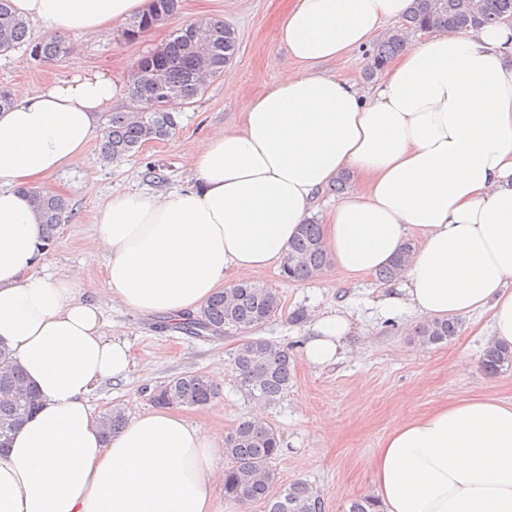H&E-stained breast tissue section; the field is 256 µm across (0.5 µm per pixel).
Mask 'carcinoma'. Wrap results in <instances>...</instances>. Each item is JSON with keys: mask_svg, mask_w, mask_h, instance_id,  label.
Masks as SVG:
<instances>
[{"mask_svg": "<svg viewBox=\"0 0 512 512\" xmlns=\"http://www.w3.org/2000/svg\"><path fill=\"white\" fill-rule=\"evenodd\" d=\"M180 0H151L147 13L129 20L128 28L137 38L144 37L158 23L174 16ZM512 16V0H484L476 9L474 0H414L412 12L400 30L406 33L462 29L500 22ZM37 48L40 62L60 61L71 52L63 34L29 39L28 22L13 12L10 0H0V53L22 46ZM403 48L402 38L389 35L380 42L370 70L387 64ZM237 51L232 28L221 20L207 24L199 40L188 29L176 28L161 48L141 55L136 64L141 75L131 80L134 95L142 102L138 112H113L107 115L99 144L101 159L118 163L139 152L142 146L164 139L177 127V113L171 104H189L201 95ZM160 72L165 83L156 85L149 74ZM42 222V247L52 244L55 231L65 219L66 202L52 194L34 198ZM410 249L390 265L375 273L380 282L393 280L406 263ZM331 265L322 238L321 225L312 220L300 226L281 265V276L298 282L321 276ZM280 298L263 284L242 281L214 295L197 315H189L179 328L194 336L206 332L224 336L240 335L241 342L231 353V365L240 390L250 399L265 405L279 404L293 383L294 358L288 349L270 340L252 335L279 312ZM458 333V324L431 321L414 330L422 348L446 343ZM512 365V348L489 345L482 355V368L495 375ZM218 394L217 384L201 373L186 374L169 380L155 390L152 399L158 406L203 407ZM36 410L35 394L24 380L19 364L0 345V452L9 447L11 434ZM126 423L124 411L114 407L102 417L104 432L121 429ZM282 452L275 428L254 417L240 420L224 440V498L236 504L263 502L266 512H325L319 493L305 482L276 487L275 461ZM345 512H380L379 501L363 495L349 501Z\"/></svg>", "mask_w": 512, "mask_h": 512, "instance_id": "carcinoma-1", "label": "carcinoma"}]
</instances>
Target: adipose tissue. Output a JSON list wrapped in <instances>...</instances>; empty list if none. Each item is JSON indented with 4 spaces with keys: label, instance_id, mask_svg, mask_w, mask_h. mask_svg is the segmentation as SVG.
I'll return each instance as SVG.
<instances>
[{
    "label": "adipose tissue",
    "instance_id": "1",
    "mask_svg": "<svg viewBox=\"0 0 512 512\" xmlns=\"http://www.w3.org/2000/svg\"><path fill=\"white\" fill-rule=\"evenodd\" d=\"M45 35L112 30L150 0H12ZM413 0H288L287 55L266 91L238 96V128L209 137L193 182L111 197L95 217L110 302L171 323L229 278L277 266L301 224L321 215L337 270L361 275L412 252L383 285V317L488 314L512 348V22L448 29L406 50L374 84L334 65L400 21ZM137 99L109 70L72 57L65 77L0 112V345L35 389L37 412L0 455V512H212L218 440L169 409L107 436L90 394L130 365L102 332L80 271L40 272L32 197L79 165L113 102ZM349 187L319 211L341 176ZM314 367L352 349L351 311L308 313ZM382 512H512V401L476 396L398 422L365 457Z\"/></svg>",
    "mask_w": 512,
    "mask_h": 512
}]
</instances>
